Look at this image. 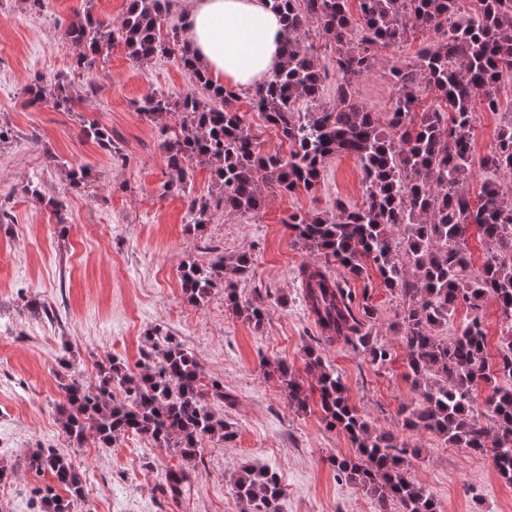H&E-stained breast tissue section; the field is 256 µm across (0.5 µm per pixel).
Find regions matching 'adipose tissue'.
Returning a JSON list of instances; mask_svg holds the SVG:
<instances>
[{
	"label": "adipose tissue",
	"mask_w": 512,
	"mask_h": 512,
	"mask_svg": "<svg viewBox=\"0 0 512 512\" xmlns=\"http://www.w3.org/2000/svg\"><path fill=\"white\" fill-rule=\"evenodd\" d=\"M189 51L213 81L247 89L280 68L284 21L268 0H177Z\"/></svg>",
	"instance_id": "ef3b65f1"
}]
</instances>
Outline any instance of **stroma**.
<instances>
[{
  "mask_svg": "<svg viewBox=\"0 0 512 512\" xmlns=\"http://www.w3.org/2000/svg\"><path fill=\"white\" fill-rule=\"evenodd\" d=\"M128 4L45 0L33 10L28 0H0V125L11 131L0 145V512H37L35 491L53 477L34 474L24 459L40 448L71 455L83 472L88 494L74 512H239L232 485L247 465L277 472L280 512H374L365 490L337 477L332 464L354 455L349 436L326 426L318 403L304 412L290 406L269 375V363L281 360L305 388H315L307 366L312 352L336 371L374 429L417 449L408 472L439 512H512V484L498 477L487 455L405 429L400 409L418 396L406 376L403 338L392 327L404 304L400 292L375 276L347 283L367 293L376 309L368 328L393 354L384 368L353 347L317 341L298 272L318 257L300 247L286 220L333 210L339 200L361 203L362 174L353 157L330 158L316 191L267 189L258 213L219 211L190 230L186 198L162 188L167 168L159 129L133 108L151 92L177 100L195 90L178 57L140 63L114 48L95 60L98 87L84 97L79 49L66 30L89 11L120 21ZM425 39L421 32L406 47L378 50L355 85L359 101L386 115L396 96L391 66L412 60ZM55 76L69 84L72 110L27 106V86ZM86 119L111 131L117 154L84 138ZM57 156L85 167L81 188H70L66 169L53 163ZM26 184L37 187V196L23 193ZM60 213L65 223H57ZM218 250L251 254L252 274L237 288L242 299L265 307L261 330L226 307L222 289L201 305L186 300L181 265L208 263ZM159 326L195 355L203 379L221 381L236 398L231 408L213 403L235 436L204 441L179 501L165 486L166 471L179 463L171 450L131 435L111 448L91 436L73 443L55 411L69 371L90 381L98 363L111 358L139 369L145 337Z\"/></svg>",
  "mask_w": 512,
  "mask_h": 512,
  "instance_id": "35a3bbf8",
  "label": "stroma"
}]
</instances>
